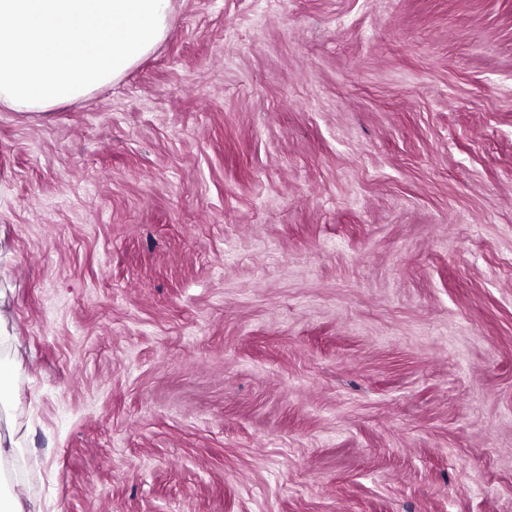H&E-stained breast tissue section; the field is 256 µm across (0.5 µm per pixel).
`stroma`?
I'll return each instance as SVG.
<instances>
[{
    "mask_svg": "<svg viewBox=\"0 0 512 512\" xmlns=\"http://www.w3.org/2000/svg\"><path fill=\"white\" fill-rule=\"evenodd\" d=\"M48 512H512V0H172L0 110Z\"/></svg>",
    "mask_w": 512,
    "mask_h": 512,
    "instance_id": "1",
    "label": "stroma"
}]
</instances>
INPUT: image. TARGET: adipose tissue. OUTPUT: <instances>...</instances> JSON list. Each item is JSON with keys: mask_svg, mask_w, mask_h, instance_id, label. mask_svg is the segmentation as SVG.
I'll return each mask as SVG.
<instances>
[{"mask_svg": "<svg viewBox=\"0 0 512 512\" xmlns=\"http://www.w3.org/2000/svg\"><path fill=\"white\" fill-rule=\"evenodd\" d=\"M171 0H0V108L45 112L121 79L166 37ZM12 336L0 315V512H42L14 488L27 436L16 427Z\"/></svg>", "mask_w": 512, "mask_h": 512, "instance_id": "obj_1", "label": "adipose tissue"}]
</instances>
